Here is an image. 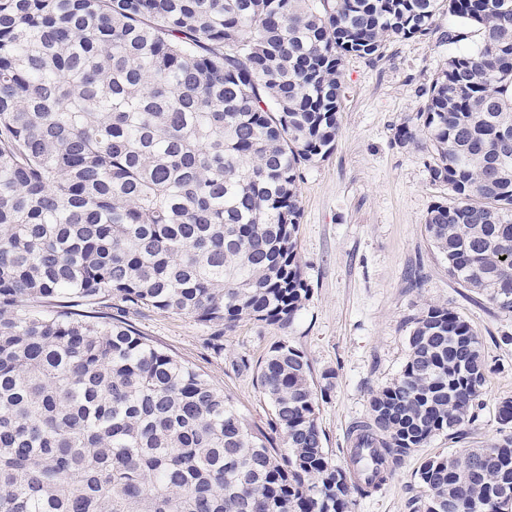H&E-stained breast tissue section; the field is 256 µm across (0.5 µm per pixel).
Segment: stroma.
I'll return each instance as SVG.
<instances>
[{"label":"stroma","mask_w":512,"mask_h":512,"mask_svg":"<svg viewBox=\"0 0 512 512\" xmlns=\"http://www.w3.org/2000/svg\"><path fill=\"white\" fill-rule=\"evenodd\" d=\"M453 21L437 16L423 40L390 39L379 59L349 58L336 148L302 166L298 260L311 293L290 327L247 320L224 334L223 352L211 329L193 318L157 310H127L126 318L151 343L205 375L230 394L253 425L270 430L272 411L261 393L260 360L280 341L308 358L319 399L324 446L336 465L348 464L349 429L368 416L372 394L397 378L409 354L413 320L427 306L457 312L479 337L489 367L481 402L463 437H433L396 466L381 491L356 498L352 512H413L423 494L417 472L429 458L500 437L497 405L512 398V312L461 287L431 244L425 218L448 198L431 179L426 148H402L396 132L421 108L449 55L471 49L479 35L465 29L448 43ZM334 372L332 383L322 375Z\"/></svg>","instance_id":"1"}]
</instances>
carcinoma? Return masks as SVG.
<instances>
[{
    "instance_id": "carcinoma-1",
    "label": "carcinoma",
    "mask_w": 512,
    "mask_h": 512,
    "mask_svg": "<svg viewBox=\"0 0 512 512\" xmlns=\"http://www.w3.org/2000/svg\"><path fill=\"white\" fill-rule=\"evenodd\" d=\"M473 28L396 141L448 186L425 228L456 282L512 312V0H0V512H352L401 457L474 419L487 365L457 313L414 321L400 375L324 448L309 360L257 370L272 431L142 336L152 309L290 326L300 168L335 147L349 57ZM488 448L423 463L416 512H512V399Z\"/></svg>"
}]
</instances>
